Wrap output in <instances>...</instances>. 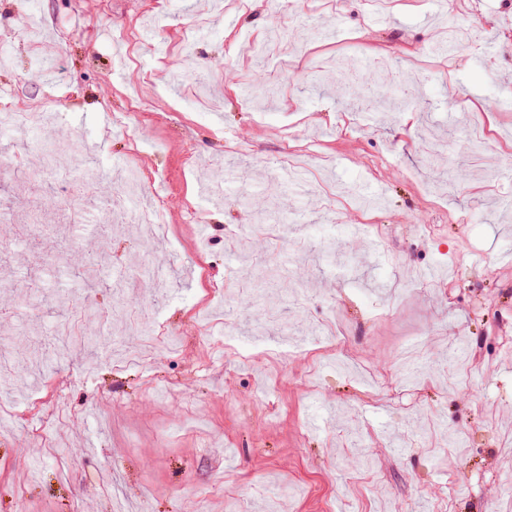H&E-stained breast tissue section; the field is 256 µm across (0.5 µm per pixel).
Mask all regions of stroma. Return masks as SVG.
Instances as JSON below:
<instances>
[{
    "instance_id": "obj_1",
    "label": "stroma",
    "mask_w": 512,
    "mask_h": 512,
    "mask_svg": "<svg viewBox=\"0 0 512 512\" xmlns=\"http://www.w3.org/2000/svg\"><path fill=\"white\" fill-rule=\"evenodd\" d=\"M509 34L512 0H0V105L50 113L0 146L136 166L171 226L113 225L106 263L133 288L76 286L63 311L33 243L0 253V279L42 284L37 311L12 297L0 353L76 339L0 397V512H512ZM331 57L405 70L400 108L337 101ZM459 158L467 179L436 186ZM333 316L344 341L316 350Z\"/></svg>"
}]
</instances>
